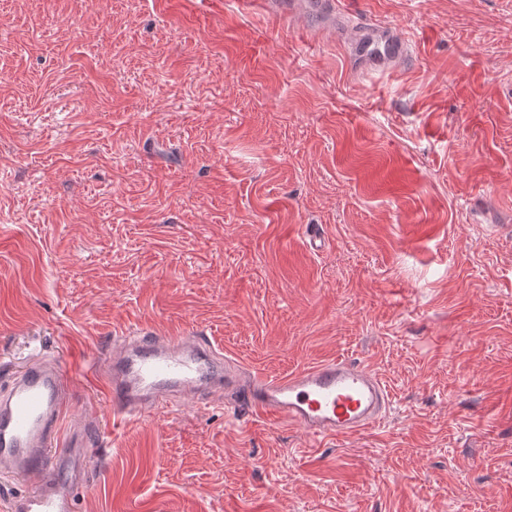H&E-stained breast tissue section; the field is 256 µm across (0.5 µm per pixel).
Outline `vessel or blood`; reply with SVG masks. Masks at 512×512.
Instances as JSON below:
<instances>
[{
  "mask_svg": "<svg viewBox=\"0 0 512 512\" xmlns=\"http://www.w3.org/2000/svg\"><path fill=\"white\" fill-rule=\"evenodd\" d=\"M409 55L390 34L372 57L396 65ZM112 410L145 417L168 406L172 392L196 396L200 386L233 394L244 414L278 425L295 423L315 439L354 436L375 425L390 403L389 391L370 366L336 358L281 377L223 369L211 340L192 332L138 336L107 363ZM68 376L57 363L41 362L18 374L0 396V471L35 479L21 512H74L73 491L98 460L86 437V418L71 421L66 447L55 448L56 430L70 403Z\"/></svg>",
  "mask_w": 512,
  "mask_h": 512,
  "instance_id": "vessel-or-blood-1",
  "label": "vessel or blood"
}]
</instances>
